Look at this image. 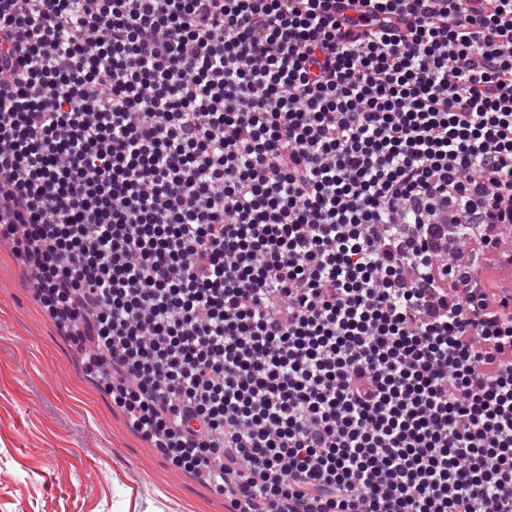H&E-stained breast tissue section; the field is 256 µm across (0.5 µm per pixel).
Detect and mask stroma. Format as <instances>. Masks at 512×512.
Segmentation results:
<instances>
[{
    "instance_id": "stroma-1",
    "label": "stroma",
    "mask_w": 512,
    "mask_h": 512,
    "mask_svg": "<svg viewBox=\"0 0 512 512\" xmlns=\"http://www.w3.org/2000/svg\"><path fill=\"white\" fill-rule=\"evenodd\" d=\"M0 246V512H225L85 374Z\"/></svg>"
}]
</instances>
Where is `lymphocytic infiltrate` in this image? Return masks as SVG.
Masks as SVG:
<instances>
[{"label": "lymphocytic infiltrate", "mask_w": 512, "mask_h": 512, "mask_svg": "<svg viewBox=\"0 0 512 512\" xmlns=\"http://www.w3.org/2000/svg\"><path fill=\"white\" fill-rule=\"evenodd\" d=\"M228 512H512V0H0V242Z\"/></svg>", "instance_id": "1"}]
</instances>
